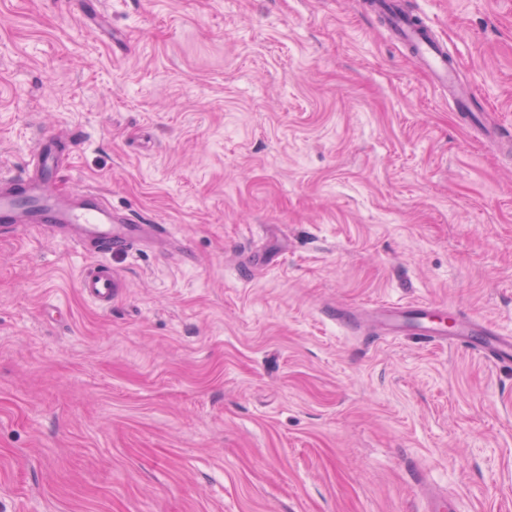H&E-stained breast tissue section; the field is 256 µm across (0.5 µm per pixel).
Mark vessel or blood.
I'll return each mask as SVG.
<instances>
[{"label": "vessel or blood", "mask_w": 512, "mask_h": 512, "mask_svg": "<svg viewBox=\"0 0 512 512\" xmlns=\"http://www.w3.org/2000/svg\"><path fill=\"white\" fill-rule=\"evenodd\" d=\"M374 10L392 30L397 43L409 51L429 75L433 85L447 92L462 114L477 111L470 88L459 79L454 59L445 42L424 15L405 11L400 0H373ZM63 147L48 133L37 142L33 159L17 175H0V236L29 229L65 233L74 247L97 255L126 252L144 237H162L159 224H145L133 214L119 213L99 194L90 190L70 192L57 184L63 163ZM79 286L84 295L102 306L112 304L119 281L112 269L99 263L83 270ZM360 319L379 318V336H420L430 343L453 344L476 352L484 359L512 362V336L501 335L476 318L457 315L456 328L436 325L425 304H402L371 308Z\"/></svg>", "instance_id": "obj_1"}]
</instances>
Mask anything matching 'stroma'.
Masks as SVG:
<instances>
[{
	"instance_id": "1",
	"label": "stroma",
	"mask_w": 512,
	"mask_h": 512,
	"mask_svg": "<svg viewBox=\"0 0 512 512\" xmlns=\"http://www.w3.org/2000/svg\"><path fill=\"white\" fill-rule=\"evenodd\" d=\"M0 0V172L166 236L0 238V512H512V364L363 336L428 302L512 334V161L368 0ZM512 128V0H406ZM79 288L84 295L94 299L104 307L112 304V292L119 288L118 279L112 274V267L104 263L83 270Z\"/></svg>"
}]
</instances>
